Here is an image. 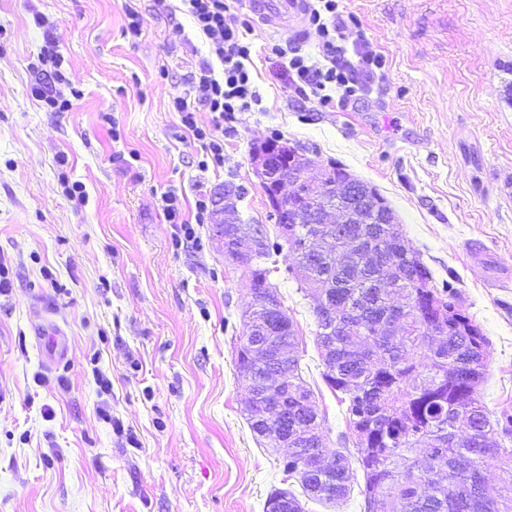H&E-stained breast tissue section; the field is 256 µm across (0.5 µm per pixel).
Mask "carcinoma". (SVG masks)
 <instances>
[{
	"mask_svg": "<svg viewBox=\"0 0 512 512\" xmlns=\"http://www.w3.org/2000/svg\"><path fill=\"white\" fill-rule=\"evenodd\" d=\"M390 208L367 211V222L348 224L351 240L337 229L322 231L324 253L314 267L323 298H311L322 377L348 402L355 450L327 449L319 414L302 378L296 329L282 315L274 337V362L254 357L263 336H248L239 365L279 386L270 392L247 386L250 427L268 448L288 437L283 471L298 479L302 493L324 504H345L353 465L363 473L364 512H512V412L492 417L481 386L490 342L481 325L456 302L451 284L439 288L421 252L401 227L386 223ZM263 266L251 272L253 290L275 289ZM336 305V331L329 333L323 303ZM288 401V432L260 430L276 397ZM425 449L429 465L416 453ZM506 475L491 496L485 473ZM288 512H304L298 496L276 490Z\"/></svg>",
	"mask_w": 512,
	"mask_h": 512,
	"instance_id": "cac0c4a2",
	"label": "carcinoma"
}]
</instances>
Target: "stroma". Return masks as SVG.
Instances as JSON below:
<instances>
[{
    "label": "stroma",
    "instance_id": "1",
    "mask_svg": "<svg viewBox=\"0 0 512 512\" xmlns=\"http://www.w3.org/2000/svg\"><path fill=\"white\" fill-rule=\"evenodd\" d=\"M337 14L347 59L369 48L382 64L328 110L271 52L318 61V28L281 31L236 0L257 99L222 123L196 106L224 139L223 167L204 171L175 101L212 52L180 0H0V512H265L273 490L299 491L247 420L249 271L209 225L177 242L162 201L190 211L231 183L240 222L280 239L251 161L271 140L377 190L488 336L489 410H512V0H337ZM73 89L64 112L41 98ZM291 262L265 265L333 448L346 406ZM39 318L68 338L58 365Z\"/></svg>",
    "mask_w": 512,
    "mask_h": 512
}]
</instances>
